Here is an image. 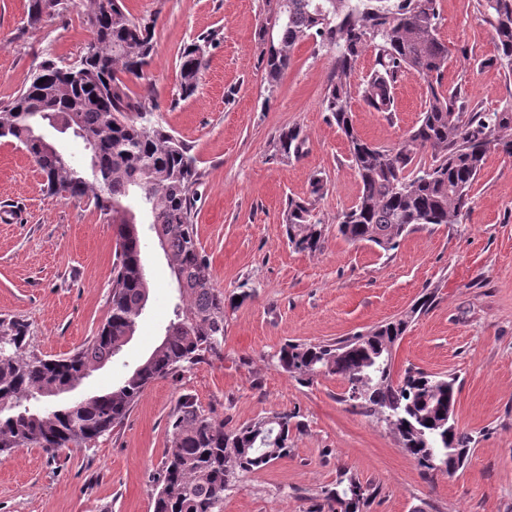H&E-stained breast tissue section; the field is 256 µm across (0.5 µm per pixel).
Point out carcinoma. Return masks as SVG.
<instances>
[{"label":"carcinoma","instance_id":"carcinoma-1","mask_svg":"<svg viewBox=\"0 0 512 512\" xmlns=\"http://www.w3.org/2000/svg\"><path fill=\"white\" fill-rule=\"evenodd\" d=\"M274 2L258 31L268 94L278 90L300 42L311 40L334 59L322 106L347 137L361 184L356 203L337 220L338 233L391 251L408 230L460 223L487 153L512 155V102L499 111L468 112L462 89L444 84L448 45L439 37V0ZM477 4L481 20L496 32L498 61L512 75V0ZM63 5V0H28L27 25H39ZM156 22L152 15H132L124 0H90L87 23L95 39L85 55L68 66L44 61L30 84L0 106V139L26 151L48 193L90 203L116 236L110 310L96 336L66 357L46 359L26 351L24 325L0 320V456L17 448H41L52 455L87 447L119 426L155 380L224 358V294L198 249L193 224L197 160L159 122L150 89L138 94L128 85L145 79ZM212 41L207 35L183 49L180 97L195 93ZM367 50L374 52L376 65L359 95L370 109L396 111L394 88L406 73L426 83L421 118L393 146L362 138L352 123L350 78ZM45 125L62 133L73 130L88 151L90 172L43 143L39 130ZM306 142L301 128H284L276 152L298 160ZM427 152L429 163L422 159ZM323 189V180L316 178L311 197L288 199L286 235L299 251L324 248V220L316 210ZM139 213L147 215L149 230L162 241L175 279L173 318L160 344L118 384L53 405L56 394L77 387L122 350L145 310L149 283ZM417 311L414 307L403 318L333 343H287L276 361L303 384L319 376L340 378L347 384V400L383 423L423 473L433 475L454 453L466 467L474 440L448 412V400L457 394L456 378L416 368L394 376L393 347ZM356 392L360 397H353ZM301 427L295 416L275 413L227 430L193 398L181 397L155 477L153 512H223L224 493L237 475L288 457L292 430ZM369 496L368 487L344 470L335 487L322 491L319 512H363Z\"/></svg>","mask_w":512,"mask_h":512}]
</instances>
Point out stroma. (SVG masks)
Segmentation results:
<instances>
[{"label": "stroma", "mask_w": 512, "mask_h": 512, "mask_svg": "<svg viewBox=\"0 0 512 512\" xmlns=\"http://www.w3.org/2000/svg\"><path fill=\"white\" fill-rule=\"evenodd\" d=\"M440 3L446 84L463 88L468 109H502L512 100V76L497 60L494 29L480 20L476 0ZM127 7L157 17L145 82L163 126L190 147L201 173L193 222L229 302L224 357L151 383L123 424L91 447L0 457V512H153L168 422L184 395L229 429L274 413L298 415L304 425L288 458L237 478L224 512H317L322 490L343 469L368 486L365 512H512V156L487 154L460 223L420 227L387 252L346 241L336 220L360 184L347 140L321 106L331 56L304 41L271 95L258 62L265 0H128ZM86 9L87 0H67L31 27L27 0H0L1 104L44 59L85 54L94 40ZM213 31L196 94L178 98L181 51ZM396 98L391 114L354 98L356 130L380 145L399 142L423 110V81L403 77ZM292 126L307 135V152L282 161L276 139ZM317 176L326 183L316 203L325 247L310 254L289 245L284 212L289 198L308 197ZM115 253L113 228L93 207L48 195L27 156L0 142V320L26 324L30 350L62 356L97 333L110 309ZM144 253L150 293L136 332L76 396L125 377L171 317L174 282L156 239L146 238ZM426 294L431 305L413 313L394 348V372L413 366L456 376L454 417L472 435L474 453L451 477L424 474L393 433L344 401L339 379L302 384L270 360L289 342L332 341L412 313Z\"/></svg>", "instance_id": "1"}]
</instances>
